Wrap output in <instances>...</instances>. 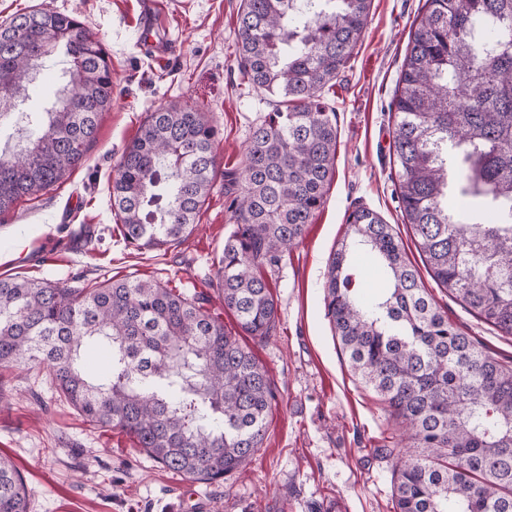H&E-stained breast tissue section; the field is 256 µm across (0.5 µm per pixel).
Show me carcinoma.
I'll return each mask as SVG.
<instances>
[{"instance_id": "carcinoma-1", "label": "carcinoma", "mask_w": 512, "mask_h": 512, "mask_svg": "<svg viewBox=\"0 0 512 512\" xmlns=\"http://www.w3.org/2000/svg\"><path fill=\"white\" fill-rule=\"evenodd\" d=\"M371 0H241L238 66L278 99L232 184L234 228L214 264L224 307L261 340L277 303L255 270L274 266L325 203L337 129L321 101L361 40ZM66 47L65 85L43 112H16L25 84ZM112 106L103 43L77 18L32 9L0 23V214L60 181ZM397 197L416 248L464 309L512 336V0H426L392 102ZM217 131L198 107L150 112L124 148L110 203L124 240L170 248L193 232L215 181ZM331 258L326 316L350 368L401 420L412 448L393 457L395 512H512V365L485 352L429 298L391 225L357 207ZM386 288L372 293L358 254ZM207 296L159 282L96 288L0 278V366L47 372L89 423L130 435L161 468L213 483L261 447L271 379ZM109 352L90 376L82 357ZM0 512H31L24 478L0 456Z\"/></svg>"}]
</instances>
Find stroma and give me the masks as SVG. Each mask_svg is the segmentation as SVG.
Segmentation results:
<instances>
[{
	"label": "stroma",
	"mask_w": 512,
	"mask_h": 512,
	"mask_svg": "<svg viewBox=\"0 0 512 512\" xmlns=\"http://www.w3.org/2000/svg\"><path fill=\"white\" fill-rule=\"evenodd\" d=\"M141 0H0V21L45 8L77 16L112 62V107L84 163L50 189L0 214V277L92 288L106 279H144L205 291L211 312L235 329L212 293V263L233 229L224 185L241 169L255 127L274 105L248 88L237 62L240 0H188L166 17L181 51L158 64L140 44ZM425 0H372L361 42L323 99L336 114L335 173L323 207L292 250L265 269L277 327L248 345L276 386L261 448L243 472L215 483L161 470L132 439L84 421L53 393L45 372L0 369V454L32 493V512H394L392 460L398 425L348 366L323 306L329 259L345 237L346 214L379 213L413 265L421 259L396 196L391 110L410 26ZM198 105L217 131L215 187L192 235L169 249L126 245L109 194L124 147L148 112ZM428 295L450 323L490 355L512 363V337L470 315L430 275Z\"/></svg>",
	"instance_id": "35a3bbf8"
}]
</instances>
